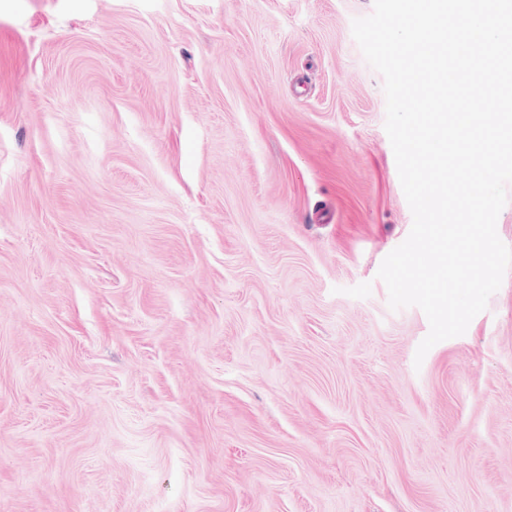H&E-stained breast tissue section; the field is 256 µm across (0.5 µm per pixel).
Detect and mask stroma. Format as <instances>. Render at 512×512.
<instances>
[{"instance_id":"stroma-1","label":"stroma","mask_w":512,"mask_h":512,"mask_svg":"<svg viewBox=\"0 0 512 512\" xmlns=\"http://www.w3.org/2000/svg\"><path fill=\"white\" fill-rule=\"evenodd\" d=\"M373 0H0V512H512V266L391 310Z\"/></svg>"}]
</instances>
